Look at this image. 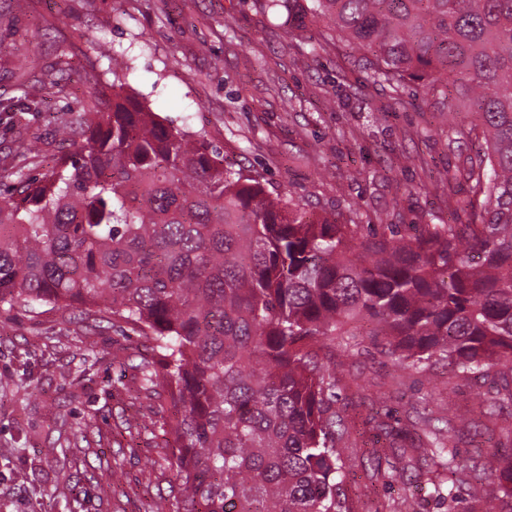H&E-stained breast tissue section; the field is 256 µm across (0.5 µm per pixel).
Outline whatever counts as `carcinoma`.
Segmentation results:
<instances>
[{
	"instance_id": "obj_1",
	"label": "carcinoma",
	"mask_w": 512,
	"mask_h": 512,
	"mask_svg": "<svg viewBox=\"0 0 512 512\" xmlns=\"http://www.w3.org/2000/svg\"><path fill=\"white\" fill-rule=\"evenodd\" d=\"M264 12L353 44L373 81L435 100L457 88L459 146L483 142L465 177L468 214L412 240L315 218L205 139L171 127L112 81L58 126L76 150L0 192V308L99 307L139 327L151 357L177 495L157 512H356L336 479L352 455L330 353L362 325L380 353L459 374L512 373V0H256ZM495 404L512 406V378ZM430 482L470 473L472 503L512 512V456L458 460L427 435ZM383 485L411 479L406 450Z\"/></svg>"
}]
</instances>
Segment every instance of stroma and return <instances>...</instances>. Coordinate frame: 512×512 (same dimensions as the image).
<instances>
[{
  "mask_svg": "<svg viewBox=\"0 0 512 512\" xmlns=\"http://www.w3.org/2000/svg\"><path fill=\"white\" fill-rule=\"evenodd\" d=\"M326 38L321 24L288 26L254 0H0V101L45 100L42 111L0 120V184L67 151L57 125L110 79L97 48L105 42L134 61L129 93L172 126L204 131L226 165L252 170L269 190L380 234L409 237L446 222L449 201L468 185L435 187L428 174L466 164L446 136L462 118L456 95L442 107L410 89L405 105L354 64L355 48ZM60 76L64 93L49 94ZM20 133L23 156L12 151ZM99 317L82 306L0 316V449L13 453L0 458V512H148L172 497L160 449L127 445L126 418L155 404L137 368L147 342ZM360 342L356 352L336 349L339 403L356 445L341 478L359 512H384L378 472L394 460L388 441H372L374 412L397 428L419 412L447 429L468 462L489 448L512 455V417L467 419L492 400V377L463 378L441 363L405 369L369 337ZM452 409L462 419L450 427ZM116 467L122 490L101 497Z\"/></svg>",
  "mask_w": 512,
  "mask_h": 512,
  "instance_id": "1",
  "label": "stroma"
}]
</instances>
